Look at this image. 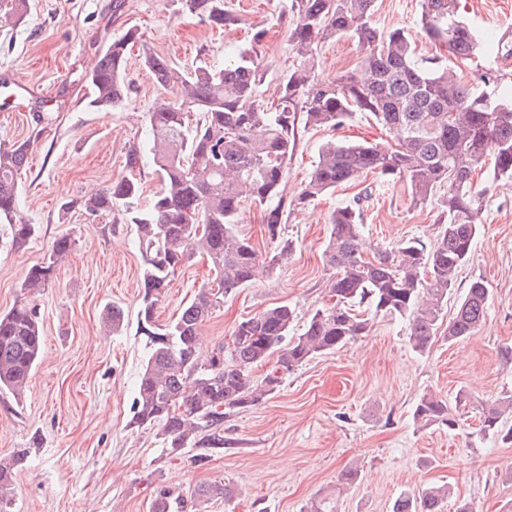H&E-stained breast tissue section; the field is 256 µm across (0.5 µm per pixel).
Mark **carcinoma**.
<instances>
[{
    "instance_id": "obj_1",
    "label": "carcinoma",
    "mask_w": 512,
    "mask_h": 512,
    "mask_svg": "<svg viewBox=\"0 0 512 512\" xmlns=\"http://www.w3.org/2000/svg\"><path fill=\"white\" fill-rule=\"evenodd\" d=\"M374 0H290V40L298 61L286 73L279 98L270 109L258 99L264 77L260 53L266 31L252 33L248 45L222 68L200 64L182 68L156 53L135 29L113 39L87 72L89 106L108 112L127 95L125 60L138 41L144 70L168 98L147 112L150 153L160 189L151 205L136 202L141 183L133 176L115 179L80 201L94 218L122 215L136 228L141 254L143 295L138 312L140 335L148 349L139 376L129 426L156 428L166 456L175 461L187 450L203 464L224 450V414L255 406L281 387L283 378L317 355L335 350L369 330L356 313L364 304L376 312L408 318V342L424 354L437 337L448 296L480 233L482 194L471 176L489 151L494 175L512 178V98L497 101L477 94L448 67L415 60L416 46L405 30L384 31L371 20ZM459 0H424L421 25L428 39L466 60L478 52L499 50L493 36L479 37L458 18ZM181 11L213 27L235 21L224 0H180ZM28 15V0H0V24L15 26ZM341 35L357 40L363 55L358 69L329 83L315 81L319 42ZM303 113L312 128L339 127L355 112H368L389 130L396 147L380 149L368 141L328 143L290 205L303 207L364 172L385 181L409 183L415 204L442 193V230L429 246L409 239L373 258L363 235L362 215L351 205L330 216L324 260L335 270L329 293L335 302L316 309L301 334L292 335L295 311L286 304L269 307L235 327L233 345L206 351L199 334L225 296L270 274L293 251L280 236L281 206L267 209L263 223L277 251L262 255L238 231L243 204L263 205L284 198L288 159L296 149L295 122ZM29 143L0 142V224L10 226L21 245L37 227L23 215L20 176ZM197 216L193 222L188 217ZM74 241L56 239L49 257L24 275L21 291L30 297L49 287ZM208 262L217 292H200L180 315L157 323V305L172 277L192 256ZM490 288L470 283L446 336L456 342L476 335L485 320ZM45 336L37 306L24 299L0 313V392L23 396L42 354ZM276 357L256 381L254 366ZM420 423L440 422L452 429L457 419L448 402L422 396L413 412ZM481 432L512 444V395L490 400ZM30 449L0 456V512H14L15 475ZM226 494L221 483L198 487L190 498L161 486L152 512H206ZM450 491L423 486L400 495L391 512H441Z\"/></svg>"
}]
</instances>
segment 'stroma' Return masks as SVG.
<instances>
[{
  "label": "stroma",
  "instance_id": "obj_1",
  "mask_svg": "<svg viewBox=\"0 0 512 512\" xmlns=\"http://www.w3.org/2000/svg\"><path fill=\"white\" fill-rule=\"evenodd\" d=\"M235 24L217 29L182 14L179 0H30L25 23L0 27V71L26 85L29 109L0 112V141L31 147L22 174V210L37 234L14 246L0 224V313L20 299L26 271L42 262L55 239L74 241L52 285L37 297L45 336L42 358L21 400L0 395V455L28 448L18 469V512H150L157 485L192 493L213 482L226 496L207 512H307L324 501L338 512H391L401 494L436 483L453 495L443 512L469 503L472 512H512V446L483 435L479 419L486 401L512 395V180L495 178L492 162L474 175L485 190L472 253L443 310L452 317L469 283L489 288L486 318L478 333L458 342L437 338L424 354L408 343L407 319L363 308L370 329L335 351L310 359L288 374L260 404L227 413L224 450L205 465L190 457L168 461L155 430L128 422L139 374L147 358L137 331L142 298L141 255L133 225L121 217L92 221L82 197L127 175L130 148H146V114L165 92L130 52V90L108 112L89 108L85 73L101 50L136 27L154 51L176 65L220 68L245 46L251 32L267 36L261 53L263 103L277 97L279 83L296 61L289 41L288 0H224ZM422 0H376L373 21L383 30L405 29L419 58H440L475 93L498 99L512 90V52L483 53L461 61L425 35ZM460 17L480 36L503 39L512 48V0H460ZM355 40L318 44L315 77L329 81L355 69ZM288 163V189L296 191L318 160L321 146L367 140L394 146V138L367 114L354 113L337 128L298 126ZM71 202L61 213L63 202ZM358 204L364 235L387 247L402 240L435 242L440 198L412 203L405 182L375 174L336 188L305 208L284 211L282 231L295 248L267 277L226 296L203 328L205 349L228 342L243 319L285 303L303 327L330 300L333 270L323 262L330 213ZM206 262L189 260L175 275L157 308L159 323L177 317L201 289L211 287ZM125 315L119 333L103 327L108 305ZM433 393L447 400L465 394L455 408L459 426L413 419L417 401ZM347 468L360 482L337 492Z\"/></svg>",
  "mask_w": 512,
  "mask_h": 512
}]
</instances>
